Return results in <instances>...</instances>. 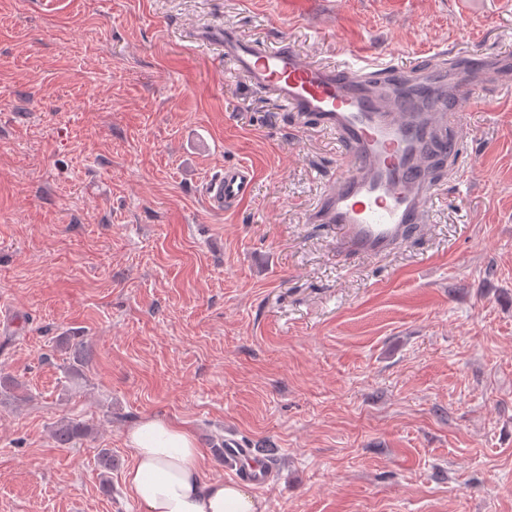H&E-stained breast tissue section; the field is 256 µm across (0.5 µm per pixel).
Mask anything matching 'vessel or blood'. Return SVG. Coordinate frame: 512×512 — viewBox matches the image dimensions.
I'll list each match as a JSON object with an SVG mask.
<instances>
[{"instance_id": "b4317fda", "label": "vessel or blood", "mask_w": 512, "mask_h": 512, "mask_svg": "<svg viewBox=\"0 0 512 512\" xmlns=\"http://www.w3.org/2000/svg\"><path fill=\"white\" fill-rule=\"evenodd\" d=\"M199 40L218 47L236 74L268 92L303 122L336 134L351 151L332 190L307 215L311 224H333L339 249L349 256H385L411 229L427 221L437 189L428 173L435 155L460 154L461 140H437L439 128L457 122L468 86L449 69L406 76L394 71L371 80L364 66L344 61L324 65L306 60L293 47L266 50L216 24ZM254 180L245 164L225 168L205 185L212 210L237 204ZM224 458L257 485L273 471L269 456L224 437Z\"/></svg>"}]
</instances>
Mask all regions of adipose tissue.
Segmentation results:
<instances>
[{"label": "adipose tissue", "mask_w": 512, "mask_h": 512, "mask_svg": "<svg viewBox=\"0 0 512 512\" xmlns=\"http://www.w3.org/2000/svg\"><path fill=\"white\" fill-rule=\"evenodd\" d=\"M126 445L124 483L140 512H266L248 485L204 479L202 451L186 427L147 417L128 431Z\"/></svg>", "instance_id": "1"}]
</instances>
